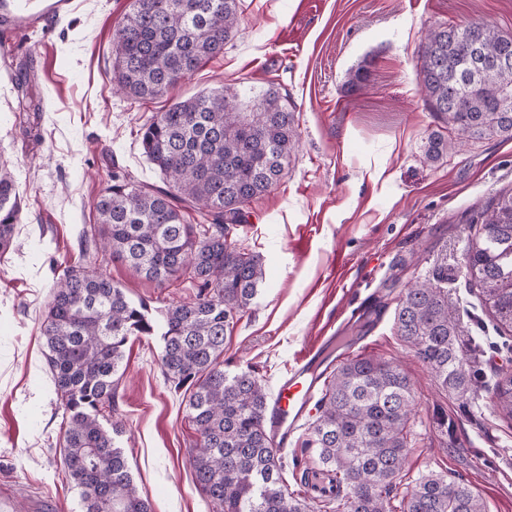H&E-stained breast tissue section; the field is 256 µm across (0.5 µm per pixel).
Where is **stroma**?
Here are the masks:
<instances>
[{
    "label": "stroma",
    "instance_id": "stroma-1",
    "mask_svg": "<svg viewBox=\"0 0 512 512\" xmlns=\"http://www.w3.org/2000/svg\"><path fill=\"white\" fill-rule=\"evenodd\" d=\"M91 2V11L42 23L0 58V162L14 173L22 208L0 256V501L10 512H82L40 326L113 170L161 185L141 146L153 115L224 85L256 93L273 85L295 109L300 142L277 186L229 233L263 257L266 279L226 340L225 371L253 369L275 395L323 336L332 339L325 371L358 354L400 364L416 395L405 482L429 471L459 478L486 512H512V420L493 406L496 383L512 374V335L494 331L463 273L467 217L512 187V140L472 141L427 161L430 135L455 133L426 109L417 76L430 27L485 22L512 35V0H241L223 54L153 100L112 83V33L129 0ZM361 65L366 80L350 85ZM443 260L477 380L463 397L441 389L393 329L403 289ZM100 268L154 309L190 294L118 261ZM160 352L155 336L126 345L112 416L119 445L152 512H211L188 464L195 431L186 402L165 381ZM314 419L297 424L282 452L308 469L307 480L288 478L306 498L325 483L301 450Z\"/></svg>",
    "mask_w": 512,
    "mask_h": 512
}]
</instances>
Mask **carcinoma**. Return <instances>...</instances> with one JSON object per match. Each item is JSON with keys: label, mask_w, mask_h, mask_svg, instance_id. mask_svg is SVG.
<instances>
[{"label": "carcinoma", "mask_w": 512, "mask_h": 512, "mask_svg": "<svg viewBox=\"0 0 512 512\" xmlns=\"http://www.w3.org/2000/svg\"><path fill=\"white\" fill-rule=\"evenodd\" d=\"M240 0H129L112 34V78L133 99L164 95L206 61L222 54L237 32ZM479 64L461 44L468 30L440 24L421 46L419 82L429 109L452 123L457 138L435 134L427 159L435 162L462 142L512 140V35L477 23ZM299 143L294 110L277 88L259 94L226 87L172 104L143 127L147 160L165 187L147 188L115 170L98 197L95 223L82 231L103 253L162 286L184 278L196 289L189 302L156 312L132 301L124 288L91 267L81 252L64 269L42 322L54 394L62 409L68 474L83 512H151L116 444L112 412L131 337L161 336V371L184 391L197 438L190 450L195 482L213 512H395V480L410 450L413 384L399 366L356 357L325 378L319 415L303 448L326 468L330 489L321 504L288 491L285 464L272 446L268 394L255 371H224L227 331L249 307L265 275L263 258L228 242L245 223L244 207L282 178ZM199 220L184 221L177 203ZM19 191L0 164V254L12 243ZM479 225L464 253L465 276L479 289L499 332L512 331V188L466 219ZM448 266L404 289L394 311L399 336L436 381L460 396L476 378L464 362L459 321L448 302ZM512 419V375L493 397ZM400 512H486L462 479L429 472L406 488Z\"/></svg>", "instance_id": "obj_1"}]
</instances>
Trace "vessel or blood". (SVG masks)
Here are the masks:
<instances>
[{
	"instance_id": "obj_1",
	"label": "vessel or blood",
	"mask_w": 512,
	"mask_h": 512,
	"mask_svg": "<svg viewBox=\"0 0 512 512\" xmlns=\"http://www.w3.org/2000/svg\"><path fill=\"white\" fill-rule=\"evenodd\" d=\"M80 4L81 0H0V55H10L13 36L28 33L46 19L73 14ZM321 356V345L311 346L278 384L266 418L280 439L291 435L314 401Z\"/></svg>"
}]
</instances>
